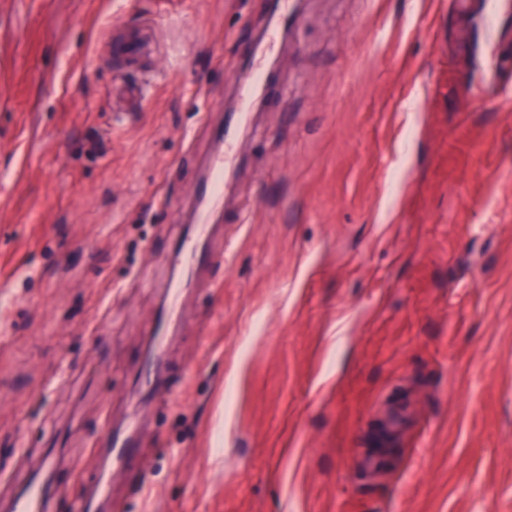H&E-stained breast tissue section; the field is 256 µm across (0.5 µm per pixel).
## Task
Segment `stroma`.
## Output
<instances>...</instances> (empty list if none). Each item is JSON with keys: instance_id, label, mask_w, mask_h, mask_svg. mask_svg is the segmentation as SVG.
Returning <instances> with one entry per match:
<instances>
[{"instance_id": "35a3bbf8", "label": "stroma", "mask_w": 512, "mask_h": 512, "mask_svg": "<svg viewBox=\"0 0 512 512\" xmlns=\"http://www.w3.org/2000/svg\"><path fill=\"white\" fill-rule=\"evenodd\" d=\"M294 2L270 49V0H0V512L32 484L50 512H512V14L477 40L481 0ZM147 17L120 122L104 42ZM250 60L274 87L242 121ZM230 119L234 253L142 394ZM107 424L144 459L92 508Z\"/></svg>"}]
</instances>
